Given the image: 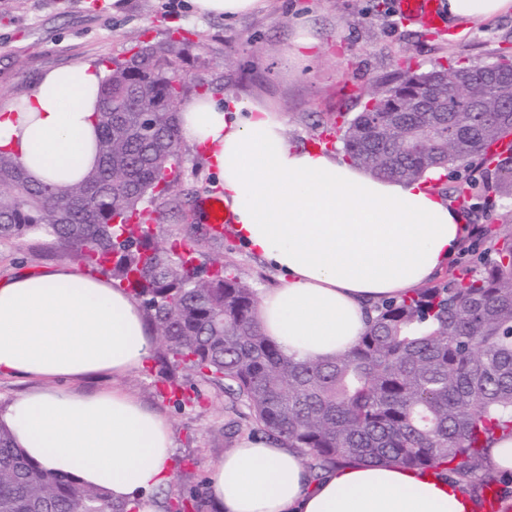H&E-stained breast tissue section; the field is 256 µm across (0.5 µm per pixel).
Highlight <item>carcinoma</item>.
Masks as SVG:
<instances>
[{
    "instance_id": "1",
    "label": "carcinoma",
    "mask_w": 512,
    "mask_h": 512,
    "mask_svg": "<svg viewBox=\"0 0 512 512\" xmlns=\"http://www.w3.org/2000/svg\"><path fill=\"white\" fill-rule=\"evenodd\" d=\"M188 43L136 45L98 91L99 161L61 189L34 182L0 152V242L41 233L68 257L130 290L161 341L154 356L161 394L179 407L202 397L176 371L224 388L270 436L299 451L312 479L338 464L392 463L468 482L483 470L495 434L512 435V228L491 236L477 267L374 306L358 343L331 362H300L269 341L254 319L256 290L218 262L193 261L194 240L158 241L146 222L126 223L170 191L181 163L177 121L189 88ZM470 76L467 84L452 77ZM447 95L457 111L411 112L410 100ZM481 102L487 112L469 111ZM512 55L402 69L368 94L336 130L344 155L368 174L411 182L434 168L473 169L492 142L512 135ZM483 212L512 205V156L491 178L448 188ZM0 512H131L104 489L26 458L0 426Z\"/></svg>"
}]
</instances>
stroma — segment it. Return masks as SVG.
Returning <instances> with one entry per match:
<instances>
[{
  "label": "stroma",
  "mask_w": 512,
  "mask_h": 512,
  "mask_svg": "<svg viewBox=\"0 0 512 512\" xmlns=\"http://www.w3.org/2000/svg\"><path fill=\"white\" fill-rule=\"evenodd\" d=\"M124 0L112 9L106 0H0V100L26 95L41 75L82 62H111L130 56L140 41L188 38L183 67L199 73L214 97L258 101L283 112L291 145H313L318 120L356 114L366 93L411 64L425 70L463 56L480 63L512 51V13L467 24L447 34L399 21L395 0H267L264 8L238 18L202 16L192 0ZM316 45L310 56L287 57L297 27ZM181 175L174 190L152 204L160 217L151 225L160 239L191 233L200 199L212 192L213 177L200 155L181 148ZM223 259L257 291L279 284L277 273L237 241L225 226L222 246L203 242L196 265ZM50 238L20 244L0 242V280L63 261ZM79 392L121 388L166 416L174 446V478L151 496L164 512V496L202 488L207 467L252 433L244 408L230 409L222 388L202 385L203 402L178 408L158 395L146 371L73 382Z\"/></svg>",
  "instance_id": "35a3bbf8"
}]
</instances>
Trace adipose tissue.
Segmentation results:
<instances>
[{"mask_svg":"<svg viewBox=\"0 0 512 512\" xmlns=\"http://www.w3.org/2000/svg\"><path fill=\"white\" fill-rule=\"evenodd\" d=\"M512 0H446L449 24L488 21ZM101 63L51 70L19 100L0 103V151L36 182L65 187L96 163ZM180 134L224 189L238 241L278 272L255 319L298 361H330L364 333L375 302L435 278L471 236L455 205L427 181L374 178L343 154L296 148L282 113L196 93L179 107ZM157 338L141 304L65 261L0 281V374L49 379L0 409L15 447L79 484L153 512L171 479V426L119 389L70 384L126 376L152 360ZM215 512H478L464 483L392 464H348L312 479L296 449L250 437L208 471Z\"/></svg>","mask_w":512,"mask_h":512,"instance_id":"ef3b65f1","label":"adipose tissue"}]
</instances>
